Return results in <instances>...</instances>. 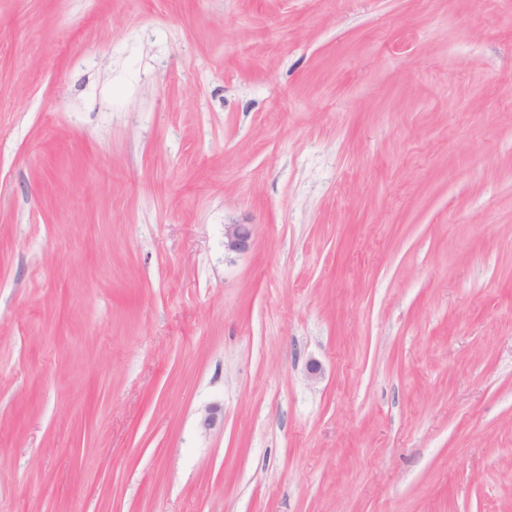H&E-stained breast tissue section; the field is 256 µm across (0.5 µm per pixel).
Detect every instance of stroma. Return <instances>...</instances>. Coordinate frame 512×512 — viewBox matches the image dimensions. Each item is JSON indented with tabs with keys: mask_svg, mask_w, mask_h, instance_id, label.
Wrapping results in <instances>:
<instances>
[{
	"mask_svg": "<svg viewBox=\"0 0 512 512\" xmlns=\"http://www.w3.org/2000/svg\"><path fill=\"white\" fill-rule=\"evenodd\" d=\"M0 512H512V0H0ZM253 243V227L250 224H228L224 227V248L230 252L242 253Z\"/></svg>",
	"mask_w": 512,
	"mask_h": 512,
	"instance_id": "1",
	"label": "stroma"
}]
</instances>
